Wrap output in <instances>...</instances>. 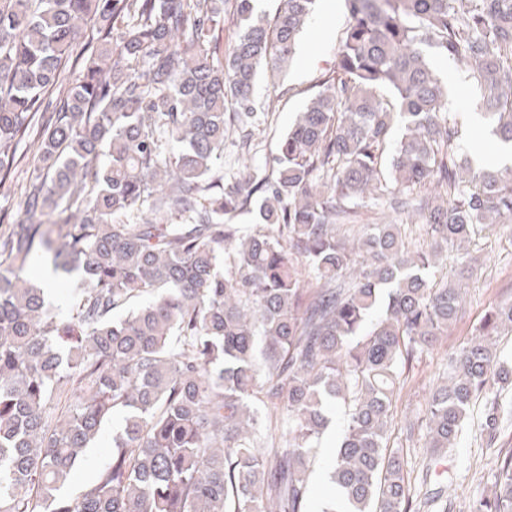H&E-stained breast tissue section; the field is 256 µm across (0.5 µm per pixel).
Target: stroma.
Masks as SVG:
<instances>
[{"label": "stroma", "mask_w": 512, "mask_h": 512, "mask_svg": "<svg viewBox=\"0 0 512 512\" xmlns=\"http://www.w3.org/2000/svg\"><path fill=\"white\" fill-rule=\"evenodd\" d=\"M349 21L345 0H317L313 18L299 37L296 52L283 76L272 77L262 71L256 87V108L266 121L260 135V145L251 161L252 167H269L276 154L278 142L293 125L322 73L336 62L342 33ZM433 67L442 76L451 77L448 110L463 124L460 150L471 156L487 154L497 149L490 135L482 133L473 124L476 108L475 93L465 72L453 61L437 53H430ZM478 261V271L465 286L466 306L457 322L448 329L441 350L422 357L416 363L413 379L407 384L396 404L395 440H408L416 465L426 464L429 455L423 432L407 437L404 419L425 409L429 389L435 383L447 351L465 346L475 336L489 305L501 297H512V224H499L483 233L470 245ZM482 405H474L469 423L457 448L445 460L447 477L456 493L453 512H468L473 498L487 494L491 487L489 474L494 464V451L487 448L478 423ZM338 436L322 437L311 458L312 494L310 512H317L318 504L329 488L328 471L332 463Z\"/></svg>", "instance_id": "obj_1"}]
</instances>
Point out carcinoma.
Masks as SVG:
<instances>
[{"label": "carcinoma", "instance_id": "obj_1", "mask_svg": "<svg viewBox=\"0 0 512 512\" xmlns=\"http://www.w3.org/2000/svg\"><path fill=\"white\" fill-rule=\"evenodd\" d=\"M314 2L280 0L270 19L254 0H0V182L20 142L34 148L0 231V512H307L334 406L320 512H448L447 487L424 488L390 443L392 406L462 311V248L512 223V170L459 153L427 50L465 68L512 144V0H346L336 64L271 170L229 181L230 131L241 155L257 148L260 72L294 56ZM379 210L419 216L426 243L409 249ZM246 213L244 232L231 219ZM41 259L81 275L64 317L26 277ZM509 329L512 298L495 301L446 355L416 417L430 459L477 401L489 446L512 426L496 349ZM116 414L109 461L64 489ZM491 477L469 512H512V448ZM332 423L336 426L335 434L329 438L325 433L311 458L313 483L311 486V499L307 509L310 512L318 510V503L329 488V466L335 457L336 446L339 442L343 428V414L341 410L336 411V416Z\"/></svg>", "mask_w": 512, "mask_h": 512}]
</instances>
